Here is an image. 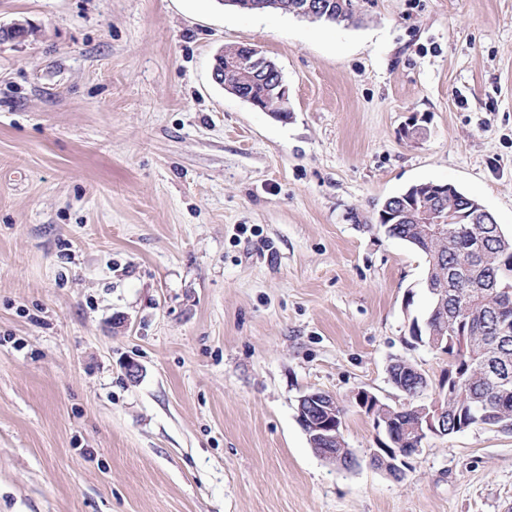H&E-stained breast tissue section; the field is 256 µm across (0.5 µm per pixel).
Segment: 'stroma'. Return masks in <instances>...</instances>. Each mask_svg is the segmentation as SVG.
Masks as SVG:
<instances>
[{
	"label": "stroma",
	"mask_w": 512,
	"mask_h": 512,
	"mask_svg": "<svg viewBox=\"0 0 512 512\" xmlns=\"http://www.w3.org/2000/svg\"><path fill=\"white\" fill-rule=\"evenodd\" d=\"M354 5L0 0L34 30L0 42V512H512V432L429 437L397 480L355 401L448 367L382 202L449 183L512 232V0ZM234 44L287 118L213 82ZM314 390L360 467L310 446ZM234 0L235 8L250 13H265L268 11H280L282 13L293 12L303 17H314L312 21L335 23L349 22L354 17L353 0ZM320 3L321 11L317 9L316 2ZM295 2L293 5L292 3ZM292 8L290 9V6ZM321 12V13H320ZM248 47L252 50V53L250 55V57H251L250 62L244 56V54L246 52L245 49H240V48H237L236 46H231V45L225 46L224 50L215 57V65L213 66L212 73H211L212 79L214 80V82H216L217 84H220L223 87H224V83H226V82L229 83V86L235 87L236 83H232L235 81L234 76L233 75L229 76L227 73H224V72L238 71V67H242L241 63H240V59L229 57L225 60L224 54L225 55L233 54V55L239 56L241 59L245 60L244 62L246 64L249 63L248 64L249 70L255 71L254 74H259L262 76H256V80L253 82V86H250V91H252V93H253L252 94L249 92L247 86L250 85L251 80L253 79L254 75L253 74L247 75V74L241 72L243 75V79L240 83L237 84L239 87L237 96H239L240 99H242V100H247L253 107H255L257 109H261L265 112H270L267 109H265L263 107V104L261 103V100L264 101L265 99H258V98H260L261 96L267 95L268 96L267 97L268 98V101H267L268 109H270L271 111H277L278 110L277 100H276V97H277L281 103L282 111L274 112V113L271 112V113L274 117H278V118L287 117L288 112H290V110L288 108V86L286 85V83L283 79L280 69L278 68L277 64L270 57H268L263 51L255 48V47H252V46H248ZM218 58H221L220 62H219ZM269 72L272 73L273 75H275V80H274V78L272 79L269 77H265V75H267ZM273 80H274V86L278 87L276 96H274L276 89L272 88ZM253 95L258 98H254ZM285 111H288V112H285Z\"/></svg>",
	"instance_id": "stroma-1"
}]
</instances>
